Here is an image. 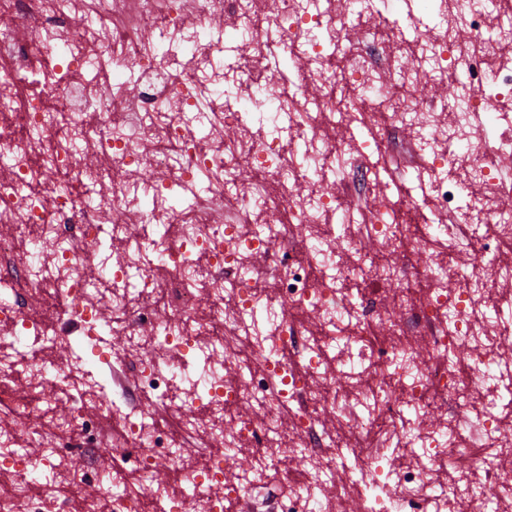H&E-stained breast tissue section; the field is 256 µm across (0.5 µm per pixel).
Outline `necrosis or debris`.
Instances as JSON below:
<instances>
[{"mask_svg":"<svg viewBox=\"0 0 512 512\" xmlns=\"http://www.w3.org/2000/svg\"><path fill=\"white\" fill-rule=\"evenodd\" d=\"M93 4L0 0V512H512V0ZM398 135L424 195L373 177ZM300 446L301 492L255 497Z\"/></svg>","mask_w":512,"mask_h":512,"instance_id":"necrosis-or-debris-1","label":"necrosis or debris"}]
</instances>
